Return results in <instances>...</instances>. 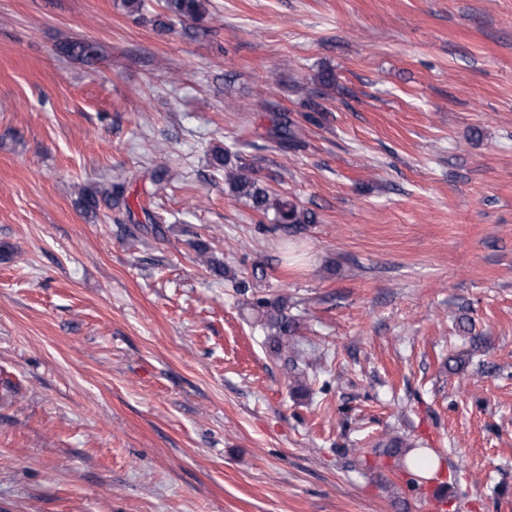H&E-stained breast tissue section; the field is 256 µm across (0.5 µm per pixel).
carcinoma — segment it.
<instances>
[{
  "mask_svg": "<svg viewBox=\"0 0 512 512\" xmlns=\"http://www.w3.org/2000/svg\"><path fill=\"white\" fill-rule=\"evenodd\" d=\"M164 14L169 19L202 20L204 16L203 0H159ZM62 52L68 57L85 64H91L100 57V46L90 40H72L61 46ZM275 142L280 147L291 146L297 143V134L294 122L284 116L278 122L275 133ZM215 167L224 169V180L235 195L248 200L252 207L266 215L273 213V223L285 233L295 232L301 224L316 223L314 212L304 209L295 203L284 200L267 188L258 184L255 179L244 173V168L235 169L231 166L230 155L223 149L217 148L212 153ZM128 178L118 175L109 187L99 191L94 189L83 190L76 206L86 215L95 216L99 206L105 205L108 209L125 210L127 217H133V212L126 198ZM257 307L263 309L266 325L271 331L270 340L275 352L279 353L288 347V341L297 332L298 323L288 317L285 312L286 303L281 300L270 301L260 299ZM382 454L395 459L399 467L408 468L416 466L421 459L420 449L411 445L402 446V441L393 440Z\"/></svg>",
  "mask_w": 512,
  "mask_h": 512,
  "instance_id": "carcinoma-1",
  "label": "carcinoma"
}]
</instances>
